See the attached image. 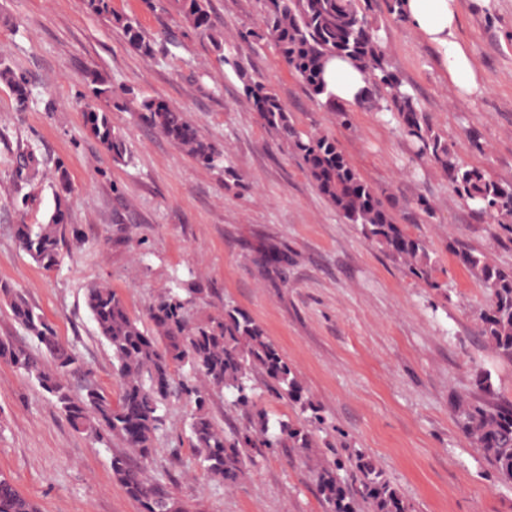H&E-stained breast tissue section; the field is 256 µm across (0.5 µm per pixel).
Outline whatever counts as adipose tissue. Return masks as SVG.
I'll return each mask as SVG.
<instances>
[{"instance_id": "adipose-tissue-1", "label": "adipose tissue", "mask_w": 512, "mask_h": 512, "mask_svg": "<svg viewBox=\"0 0 512 512\" xmlns=\"http://www.w3.org/2000/svg\"><path fill=\"white\" fill-rule=\"evenodd\" d=\"M407 11L420 38L440 51L449 83L462 95L479 92L478 68L469 51L456 38L460 21L457 0H407ZM324 80L340 104H357L369 93L362 72L350 60L339 56L326 60Z\"/></svg>"}]
</instances>
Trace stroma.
Masks as SVG:
<instances>
[{
    "label": "stroma",
    "mask_w": 512,
    "mask_h": 512,
    "mask_svg": "<svg viewBox=\"0 0 512 512\" xmlns=\"http://www.w3.org/2000/svg\"><path fill=\"white\" fill-rule=\"evenodd\" d=\"M458 39L478 62L480 93L463 98L448 83L435 48L410 22L385 11L377 20L393 69L434 127L455 143L459 161L512 181V0H459ZM146 35L176 41L170 55L144 57L85 0H0V59L24 77L26 111L0 83V282L22 290L73 346L99 384L117 391L112 353L85 304L104 284L142 315L180 278L193 288L199 317L233 302L265 329L325 418L314 436L325 459L371 458L399 489L409 512H512V484L492 469L460 430L454 402L482 392L475 372L491 375L495 400L512 401V363L477 338L483 284L452 253L463 246L512 268L504 234L453 192L444 172L418 159L394 125L354 107L340 126L290 72L272 42L243 51L249 76L269 82L296 126L335 138L363 180L386 191L398 223L425 239L442 290H431L364 238L322 196L300 160L262 124L209 40L189 27L178 0H112ZM225 40L262 24L258 0H211ZM98 72L114 96L154 97L185 113L230 168L209 169L177 148L138 113L111 108L127 140L118 163L87 132L85 108L102 107L88 80ZM53 102L45 104L44 87ZM476 131L483 152L469 149ZM32 148L37 172L15 190L16 158ZM63 169L69 191L67 236L59 266L40 267L19 246L20 224L47 223ZM425 197L435 209L422 220ZM287 248L285 279L257 262L263 246ZM191 407L171 402L167 429L147 464L193 512H324L311 464L254 449L255 466L234 487L197 464L187 422ZM120 442L95 444L77 433L37 384L0 361V475L39 512H140L112 474Z\"/></svg>",
    "instance_id": "1"
}]
</instances>
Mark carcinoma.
<instances>
[{
    "label": "carcinoma",
    "instance_id": "cac0c4a2",
    "mask_svg": "<svg viewBox=\"0 0 512 512\" xmlns=\"http://www.w3.org/2000/svg\"><path fill=\"white\" fill-rule=\"evenodd\" d=\"M380 4L397 20H405L404 0H262V27L242 31L235 43L227 44L214 33L210 0H179L180 12L191 28L208 37L218 60L242 82L262 123L302 161L315 187L346 223L355 225L365 238L400 262L417 282L440 289L443 284L433 276L436 261L426 241L405 232L383 192L361 179L333 137L320 131H299L274 88L249 77L241 62L243 48L268 39L310 95L319 99L326 92V57L334 54L351 60L371 86L359 105L388 117L418 158L439 165L448 174L460 200L512 232V182L496 180L480 168L458 162L454 143L433 127L417 98L392 69L381 26L373 16ZM88 8L108 17L143 56H154L155 41L146 37L136 17L112 12L111 0H88ZM0 80L14 94L17 110H25L30 92L4 60H0ZM90 83L96 98L112 100V86L101 74L90 73ZM123 106L139 113L198 163L215 168L224 162V152L203 138L184 112L148 97L126 100ZM85 123L114 161H126V140L112 126L108 109H86ZM67 191L62 174L49 222L22 224L16 230L22 249L47 270L61 261L67 233L62 194ZM455 254L488 292L487 305L478 315L479 335L500 359L512 363V269L501 268L484 254L466 248ZM288 260V249L275 244L264 247L258 257L264 270L277 277L286 270ZM0 294L36 346L32 350L1 338L0 360L37 382L75 431L104 447L115 439L129 449L128 454L112 458V473L142 512H190L191 505L165 482L146 473L155 441L166 430V408L173 399L192 406L187 427L198 465L227 487L239 484L253 462L246 449L281 448L314 462L312 474L325 512H407L399 490L368 457L317 458L314 429L324 423L319 408L304 396L297 374L264 329L232 303H224V310L216 316L196 318L191 312L192 299L176 277L155 296L142 319L130 314L112 288H87L85 303L97 334L112 351V367L119 381L114 400L22 292L1 282ZM72 378L81 382L77 396L71 394ZM259 380L268 393L296 405L303 420L274 417L259 406ZM214 389L227 393L230 410L247 416L243 427L226 431L213 422L208 402ZM454 410L459 427L496 478L512 483V402L487 404L460 398ZM0 512H37V507L0 475Z\"/></svg>",
    "mask_w": 512,
    "mask_h": 512
}]
</instances>
